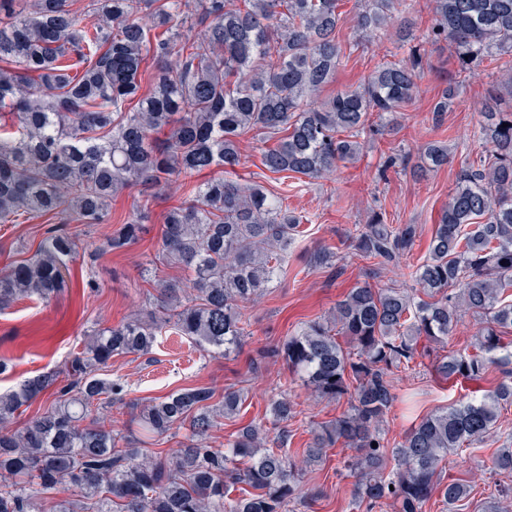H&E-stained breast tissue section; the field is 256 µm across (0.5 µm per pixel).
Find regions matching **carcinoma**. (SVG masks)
<instances>
[{
  "mask_svg": "<svg viewBox=\"0 0 512 512\" xmlns=\"http://www.w3.org/2000/svg\"><path fill=\"white\" fill-rule=\"evenodd\" d=\"M430 41H447L463 70L512 55V0H434ZM407 0H356L354 20L369 40L396 24L403 45L414 39ZM338 0H88L79 15L67 0H0V224L49 217L60 224H105L112 197L139 187L134 218L109 234L102 252H122L147 232L150 191L175 179L192 199L170 208L152 260L192 272V291L158 284V303L116 326L92 330L67 365L72 380L43 375L0 392V512H36L67 485L76 495L52 512H286L302 493L304 465L341 443L357 497L394 512H423L433 495L448 508L471 486L445 481L442 462L490 434L512 404V102L488 96L480 134L489 156L460 169L442 208L429 256L409 268L413 293L365 280L262 360L281 357L288 371L328 402L347 400L336 421L314 430L303 459L282 453L285 423L296 416L288 393L270 406L268 423L241 428L224 448L210 445L219 417H234L243 393L182 388L139 409L132 437L98 418L102 396L118 399L119 380L103 377L112 357L151 352L172 326L206 351L227 356L248 335L242 310L283 269L300 219L261 184L224 177L196 181L205 170L243 164L240 138L263 142L271 173L318 180L363 153L361 133L381 127L415 98L424 54L384 61L356 88L314 106L345 57L336 41ZM200 32L194 36L195 28ZM161 62L149 89L139 76L148 56ZM425 170L448 164V146L427 142ZM413 224L394 227L378 214L356 230L355 255L376 265L412 249ZM78 236L51 227L26 259L0 271V312L16 300L49 302L64 286ZM480 320L473 351L437 360L445 381L474 385V396L413 422L390 449L382 433L397 399L392 370L409 364L425 339L447 345L460 310ZM504 377L481 393L491 368ZM51 393L43 414L21 428L22 407ZM185 430L173 453L147 456L139 445ZM239 484L250 490L234 494Z\"/></svg>",
  "mask_w": 512,
  "mask_h": 512,
  "instance_id": "1",
  "label": "carcinoma"
}]
</instances>
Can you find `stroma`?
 Returning <instances> with one entry per match:
<instances>
[{
  "mask_svg": "<svg viewBox=\"0 0 512 512\" xmlns=\"http://www.w3.org/2000/svg\"><path fill=\"white\" fill-rule=\"evenodd\" d=\"M353 4L354 0H343L339 30V40L350 55L343 59L334 81L320 93L323 101L337 91L358 86L377 63L407 54L406 49L397 48L385 38L359 44ZM433 8V0H412L415 41L425 51L418 93L404 108L397 127L366 140L357 162L339 167L326 179L282 181L263 169L262 144L257 137H242L244 163L230 173V180L261 182L302 218L301 236L288 254L286 270L257 303L245 308L251 334L240 352L214 357L169 329L158 336L149 355L114 357L107 375L121 379L125 393L121 401L111 406V417L128 420L138 404L180 388L204 385L220 393L231 386L242 390L245 402L238 417L224 420L212 432L210 442L220 448L242 425L268 417L271 399L284 392L298 410L296 418L288 423L290 441L286 452L299 455L310 441L313 428L335 420L346 410V403L323 401L292 380L283 362L264 364L255 372L250 369L249 360L257 349L280 344L304 324L326 318L336 301L367 276H374L382 285L410 288L407 268L427 258L439 211L455 186L461 163L487 154L488 148L479 136L480 112L492 79L500 68L512 67V56L485 60L478 77L462 73L447 42L435 43L427 38ZM450 86L455 89L451 107L442 116H434V103ZM429 141L447 144L448 166L422 179L414 178L408 166H387L389 156L405 152L416 157L418 147ZM156 196L149 232L120 253L99 255L95 249L114 228L133 216L137 189L125 190L113 199L109 223L69 224V231L78 233L81 248L70 264L67 287L50 302L22 299L0 313V358L12 366L9 375L0 380L1 391L25 378L60 371L70 354L82 349L97 325H115L135 311L153 309L155 279H174L182 286L190 285L188 271L180 268L162 267L153 275L148 272L158 249L165 212L188 198L186 188L178 182L158 189ZM376 212L385 223L412 224L417 228L411 251L379 270L350 255L351 238L357 227ZM46 228L40 219L0 224V269L30 255ZM321 247L337 252L339 261L331 266L310 264L311 252ZM91 276L97 280L93 288L86 285ZM432 365L431 356H419L408 367L395 370L399 399L382 426L389 446L401 443L409 426L408 401H416L417 412L423 415L452 405L465 394L464 386L439 381ZM510 445L512 406L502 410L492 433L453 455L444 468L445 477L461 479L473 488L469 499L457 503L451 512H482L490 501L512 504V474H499L493 469L496 450ZM351 454V449L339 446L328 450L322 460L307 465L303 486L320 493L308 512H367L355 499L353 478L339 473Z\"/></svg>",
  "mask_w": 512,
  "mask_h": 512,
  "instance_id": "35a3bbf8",
  "label": "stroma"
}]
</instances>
